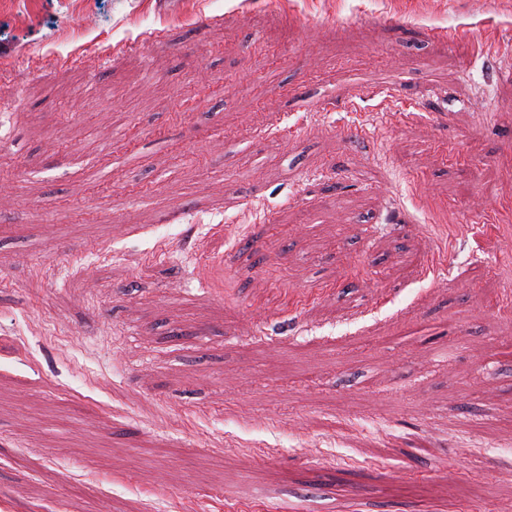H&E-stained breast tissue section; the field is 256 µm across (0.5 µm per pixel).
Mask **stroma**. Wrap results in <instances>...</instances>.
<instances>
[{"instance_id":"stroma-1","label":"stroma","mask_w":512,"mask_h":512,"mask_svg":"<svg viewBox=\"0 0 512 512\" xmlns=\"http://www.w3.org/2000/svg\"><path fill=\"white\" fill-rule=\"evenodd\" d=\"M39 8L0 512H512V0Z\"/></svg>"}]
</instances>
